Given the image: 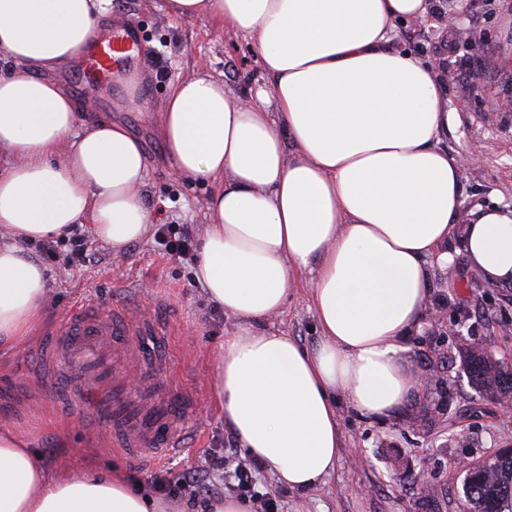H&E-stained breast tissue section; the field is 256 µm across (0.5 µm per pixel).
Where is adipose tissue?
I'll return each mask as SVG.
<instances>
[{
    "label": "adipose tissue",
    "instance_id": "adipose-tissue-1",
    "mask_svg": "<svg viewBox=\"0 0 512 512\" xmlns=\"http://www.w3.org/2000/svg\"><path fill=\"white\" fill-rule=\"evenodd\" d=\"M109 0H0V352L25 344L47 300L22 242L90 225L123 250L144 238L148 160L117 121L85 127L53 78L98 35ZM253 40L268 80L253 102L223 82L174 84L155 125L167 159L210 182L195 279L235 320L214 356L216 402L249 458L277 483L318 486L334 470L337 406L382 422L420 381L402 356L423 326L433 263L463 237L470 268L512 285V208L466 207L446 79L394 42L430 0H166ZM76 140H69L70 132ZM306 281L322 340L271 327ZM0 512H181L100 476L43 467L28 436L0 428Z\"/></svg>",
    "mask_w": 512,
    "mask_h": 512
}]
</instances>
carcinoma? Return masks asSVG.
I'll list each match as a JSON object with an SVG mask.
<instances>
[{"mask_svg": "<svg viewBox=\"0 0 512 512\" xmlns=\"http://www.w3.org/2000/svg\"><path fill=\"white\" fill-rule=\"evenodd\" d=\"M459 356L463 370L480 394L490 399L512 397L511 363L474 343L460 348ZM463 490L471 512H505L512 505V453L500 452L482 466L468 470Z\"/></svg>", "mask_w": 512, "mask_h": 512, "instance_id": "carcinoma-1", "label": "carcinoma"}]
</instances>
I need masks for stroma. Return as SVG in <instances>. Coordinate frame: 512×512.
I'll use <instances>...</instances> for the list:
<instances>
[{
    "label": "stroma",
    "instance_id": "stroma-1",
    "mask_svg": "<svg viewBox=\"0 0 512 512\" xmlns=\"http://www.w3.org/2000/svg\"><path fill=\"white\" fill-rule=\"evenodd\" d=\"M452 12L455 24L444 25ZM106 22L142 29L145 66L132 80L149 88V96L140 97L134 108L120 83L89 84L74 67L61 79L88 122L121 121L141 141L150 162L141 197L153 224H181L200 235L211 186L181 177L167 165L153 125L141 113L160 114L170 86L192 74L223 81L234 94H249L263 79L254 43L199 18L172 17L165 0H112ZM396 43L446 72L448 107L456 120L444 144L468 156L461 171L468 204L512 207V112L490 106L494 99L512 98V0H467L461 9L456 0H440L425 21L400 28ZM449 249L454 262L435 268L424 326L404 356L408 369L437 372L440 384L415 393L397 416L382 423L362 421L339 405L342 451L335 471L316 488L278 485L266 469L257 468L256 488L276 499L278 512H469L458 462L476 464L512 448V411L481 398L460 364L448 361L457 345L476 343L512 362V286H489L472 272L461 239ZM86 250L84 266L44 264V318L24 346L0 356V427L28 433L41 464L50 469L117 467L148 492L156 478L174 480L197 470L209 453L230 448L244 459L245 450L225 429L214 403L213 359L233 318L209 300L192 265L165 255L153 237L117 253L90 235ZM116 300L134 311L149 309L159 324L172 328L169 351L185 384L201 396L198 413L185 424L179 454L140 461L107 450L89 425L66 418L65 408L50 400L42 383L38 354L50 345L51 330L65 326L76 304L107 307ZM273 323L307 349L321 342L303 288L291 292Z\"/></svg>",
    "mask_w": 512,
    "mask_h": 512
}]
</instances>
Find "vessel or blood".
<instances>
[{
    "mask_svg": "<svg viewBox=\"0 0 512 512\" xmlns=\"http://www.w3.org/2000/svg\"><path fill=\"white\" fill-rule=\"evenodd\" d=\"M143 52L139 28L117 24L86 49L80 71L86 82L106 85ZM168 345V330L147 310L83 305L55 332L46 355L61 351L78 364L61 382L71 407L90 410L94 429L107 433L114 450L147 457L181 449L199 400L184 387Z\"/></svg>",
    "mask_w": 512,
    "mask_h": 512,
    "instance_id": "b4317fda",
    "label": "vessel or blood"
}]
</instances>
